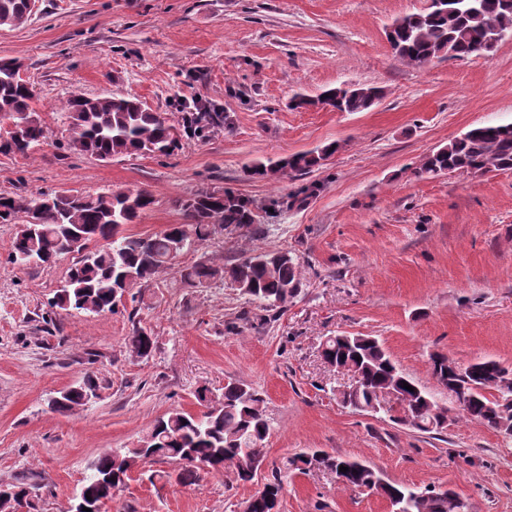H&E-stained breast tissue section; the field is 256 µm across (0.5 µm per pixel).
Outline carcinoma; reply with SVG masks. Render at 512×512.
<instances>
[{
  "label": "carcinoma",
  "instance_id": "cac0c4a2",
  "mask_svg": "<svg viewBox=\"0 0 512 512\" xmlns=\"http://www.w3.org/2000/svg\"><path fill=\"white\" fill-rule=\"evenodd\" d=\"M31 19L25 0H0V26L21 27ZM387 37L393 55L401 62L421 67L436 59L490 56L498 41L491 31L512 36V0H443L438 6L396 18ZM17 61L0 58V154L31 157L47 139V127L36 111V87L21 77ZM382 97L378 87L343 83L322 92L316 100L303 95L292 106L330 107L340 112H364ZM68 138L66 149L99 160L117 156L152 154L168 156L179 149L182 137L202 133L218 119L214 112L183 117L175 124L137 98L72 93L66 102ZM337 150L334 144L298 153L275 162H258L251 176L269 178L307 175L320 168ZM456 171L486 174L512 171V123L471 128L448 145L425 156L416 173L438 176ZM53 203L38 210L35 222L28 217L37 196L0 195V224L18 225L6 262L19 269L49 266L69 254L70 240L82 241L78 260L69 268L53 305L85 314L113 312L134 286L149 287L172 267L171 249L178 253L196 249L219 230L248 233L257 222L254 203L231 189H206L180 201L183 223L170 224L153 235H126L120 226L135 223L156 202L147 190H117L98 194L51 196ZM101 239L106 245L90 248ZM180 281L190 288H204L228 279L265 312L260 320H275L302 287L300 263L288 250L253 253L235 265L224 267L197 261L179 269ZM127 345L139 357L155 349V338L147 329L132 326ZM321 357L355 378L336 399L344 407L367 411L378 401V393L391 389L398 394L400 415L391 421L408 424L429 434L441 430L433 425L448 413L425 387L400 371L382 344L372 336L326 337ZM453 360L443 353L431 356V371L437 383L448 386ZM470 372L456 392L459 414L490 429L498 430L497 413L503 400L512 398V368L493 359L469 364ZM413 387L409 391L403 383ZM97 386L89 376L82 384L53 402L60 414L73 411L83 399V390ZM209 388L197 391L201 407L196 414L174 411L156 420L152 430L135 448L105 449L89 464L77 500L101 512L124 487L131 462L166 460L171 472L156 477L180 485L194 484L200 472L231 473L235 480L251 482L260 475L265 458V440L270 432L263 394L239 380L224 384L220 401L209 402ZM346 467L341 472L340 467ZM323 469L336 476L345 488H366L390 499L397 512H468L458 495L432 487L412 488L387 482L382 473L363 460L326 451L298 452L288 457L284 469L276 470L245 502L243 512H272L279 506L288 480Z\"/></svg>",
  "mask_w": 512,
  "mask_h": 512
}]
</instances>
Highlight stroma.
Masks as SVG:
<instances>
[{
  "instance_id": "stroma-1",
  "label": "stroma",
  "mask_w": 512,
  "mask_h": 512,
  "mask_svg": "<svg viewBox=\"0 0 512 512\" xmlns=\"http://www.w3.org/2000/svg\"><path fill=\"white\" fill-rule=\"evenodd\" d=\"M427 0H40L22 27H0V57L17 59L38 91L51 137L29 159L0 155V194H97L146 189L156 203L133 235L180 223L178 199L228 188L254 200L264 230L215 233L181 264L231 265L243 253L285 249L302 288L278 321L227 322L255 310L230 283L186 288L175 272L142 289V303L103 315L52 310L77 257L19 270L6 257L16 225L0 224V484L25 479L38 512H67L89 463L131 448L172 410L198 411L200 386L229 379L264 392L270 434L265 472L301 450L356 457L392 484L450 488L469 512H512V437L459 420L439 437L342 407L343 384L320 357L325 337L379 339L397 365L440 401L430 353L459 364L512 367V171L416 176L421 160L471 127L512 122V40L492 57L396 59L386 31ZM381 87L364 112L294 110L295 94L341 83ZM135 97L174 121L182 95L208 101L214 128L170 156L100 161L65 148V102ZM331 142L339 150L300 178L248 169ZM316 185L304 205L292 199ZM156 337L151 356L129 351L133 322ZM100 396L68 415L48 399L86 374ZM157 461L132 471L102 512H243L259 482L202 475L192 486L153 480ZM280 512H387L379 495L340 488L333 475L289 480Z\"/></svg>"
}]
</instances>
